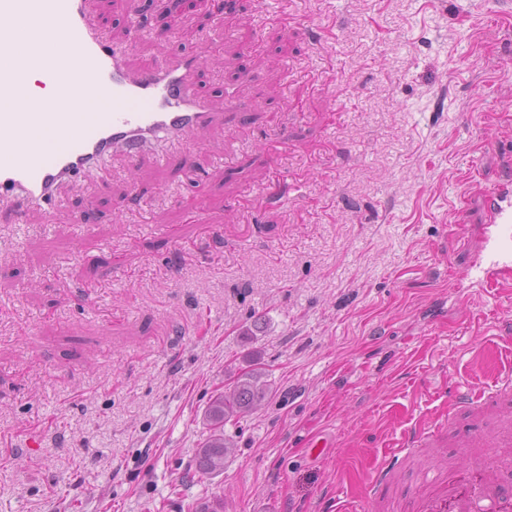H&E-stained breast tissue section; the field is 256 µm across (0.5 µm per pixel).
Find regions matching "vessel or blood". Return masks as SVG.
<instances>
[{"mask_svg":"<svg viewBox=\"0 0 512 512\" xmlns=\"http://www.w3.org/2000/svg\"><path fill=\"white\" fill-rule=\"evenodd\" d=\"M0 212L22 209L51 216L63 187L107 183L113 161L135 165L168 146L191 148L195 131L223 121L240 104L225 101L216 111L195 82L192 54L163 57L133 67L91 18V0H0ZM91 71V88L77 78ZM48 81L49 99L31 97L27 78ZM483 257L469 270L483 290L512 272V174L482 199ZM506 377L482 392L456 383L448 405L467 410L512 389V347L501 350ZM425 431L400 432L394 448L371 471L363 498L343 490L323 493L314 512H390L389 492L407 452ZM405 512H512V479L485 469L460 472L436 460L429 487Z\"/></svg>","mask_w":512,"mask_h":512,"instance_id":"b4317fda","label":"vessel or blood"}]
</instances>
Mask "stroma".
Here are the masks:
<instances>
[{"label":"stroma","mask_w":512,"mask_h":512,"mask_svg":"<svg viewBox=\"0 0 512 512\" xmlns=\"http://www.w3.org/2000/svg\"><path fill=\"white\" fill-rule=\"evenodd\" d=\"M224 33L160 0H94L143 66L196 54L247 106L195 159L63 188L52 222L0 220V512H300L365 477L443 382L482 387L506 346L465 273L474 203L512 167V0H252ZM93 211L91 224L75 216ZM269 396L198 472L214 394ZM332 441L318 459L307 441ZM449 465L512 457V391L449 414ZM421 444L390 494L430 475Z\"/></svg>","instance_id":"obj_1"}]
</instances>
